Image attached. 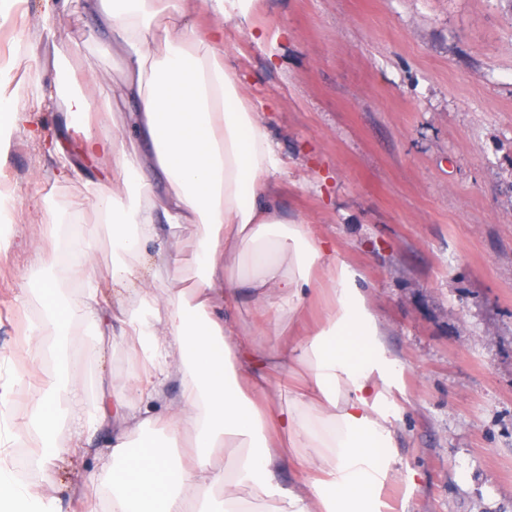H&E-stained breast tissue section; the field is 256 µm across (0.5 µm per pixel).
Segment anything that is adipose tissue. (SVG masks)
<instances>
[{
  "mask_svg": "<svg viewBox=\"0 0 512 512\" xmlns=\"http://www.w3.org/2000/svg\"><path fill=\"white\" fill-rule=\"evenodd\" d=\"M84 8L101 23L102 47L124 52L123 97L137 105L138 138L94 132L73 92L67 109L83 121L82 152L111 155L112 177L123 180L148 147L156 178L126 201L98 184L96 223L81 221L80 201L51 216V247L37 253L26 288L39 306L20 309L31 369L0 373V505L45 512L30 471L49 472L69 454L59 430L71 419L109 448L91 512H391L385 483L416 477L395 467L393 386L403 365L360 271L281 205V161L219 51L223 27L198 33L183 0H86ZM105 228L119 283L137 278L147 242L176 244L200 231L192 287L173 264L135 291L134 314L113 318L88 261ZM323 287L329 306L311 316L308 301ZM244 299L272 324L266 342L243 336L235 312ZM78 325L92 332L88 357L108 341L143 354L133 384L100 372L71 380ZM173 363L183 366L180 403L163 410ZM22 391L33 407L19 421L2 408ZM19 426L34 434V456L15 454ZM223 448L231 454L220 470L213 459ZM287 466L299 474L288 488L276 480Z\"/></svg>",
  "mask_w": 512,
  "mask_h": 512,
  "instance_id": "obj_1",
  "label": "adipose tissue"
}]
</instances>
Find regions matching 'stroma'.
Masks as SVG:
<instances>
[{
  "instance_id": "1",
  "label": "stroma",
  "mask_w": 512,
  "mask_h": 512,
  "mask_svg": "<svg viewBox=\"0 0 512 512\" xmlns=\"http://www.w3.org/2000/svg\"><path fill=\"white\" fill-rule=\"evenodd\" d=\"M5 8L0 94L26 112L0 140V182L14 190L0 215V362L22 374L17 308L47 215L112 175L111 161L81 156L67 89L120 136L136 105L93 19L56 0ZM224 30L239 91L283 161L285 211L362 272L404 366L397 466L418 476L384 497L404 512H512V0H256ZM57 137L64 178L45 145ZM90 258L100 300L128 305L110 241ZM139 361L108 345L73 377L127 380ZM97 470L77 453L41 492L54 512H90Z\"/></svg>"
}]
</instances>
